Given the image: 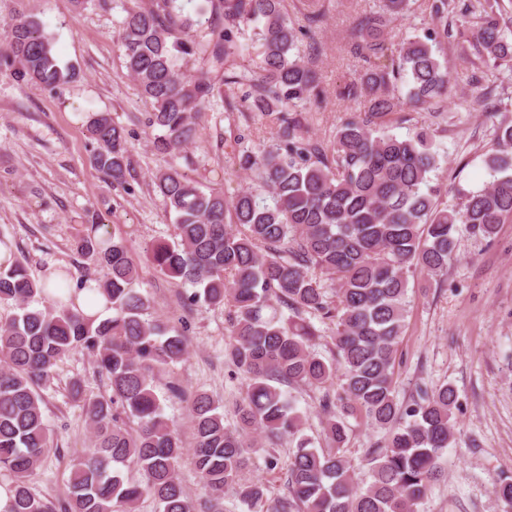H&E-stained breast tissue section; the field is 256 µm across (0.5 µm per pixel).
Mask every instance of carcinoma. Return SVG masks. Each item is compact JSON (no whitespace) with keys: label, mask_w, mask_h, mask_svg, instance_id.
Listing matches in <instances>:
<instances>
[{"label":"carcinoma","mask_w":512,"mask_h":512,"mask_svg":"<svg viewBox=\"0 0 512 512\" xmlns=\"http://www.w3.org/2000/svg\"><path fill=\"white\" fill-rule=\"evenodd\" d=\"M120 29L125 67L154 111L147 127L153 149L172 153L194 141L196 117L218 82L242 86L241 107L274 117V144L243 149L240 169L251 187L228 199L206 192L175 166L154 176L156 192L175 213L174 241L150 248L157 271L185 299L228 309L225 355L246 381L236 406L240 427H224V411L198 392L190 400L195 431L191 463L209 497L224 512L232 493L265 512H419L442 476L439 460L455 441L453 386L421 389L396 399L398 346L408 312L409 277L448 274L460 226L485 240L512 218V124L494 126L495 146L484 157L491 176L461 202H439L433 134L420 127L402 137L380 131L392 112L424 106L439 111L453 97L458 77L433 49L434 33L387 41L409 0H380V10L358 16L353 53L367 67L359 87L367 108L336 127L331 144L315 140L294 108L315 95L316 72L300 54L306 31L283 10V0H197L193 14L178 0H129ZM500 5L476 0L460 11L457 32L491 61L512 69V42L500 26ZM255 49L257 71L236 75L244 53ZM17 80L55 90L75 78L56 61L53 39L41 24L14 18L0 67ZM96 143L92 163L112 183L126 182V130L107 112L88 124ZM77 249L95 262L79 287L96 283L112 316L100 321L61 302L45 304L46 286L15 262L0 267V302L16 313L0 321V471L11 476L0 512H137L144 497L158 512H195L178 478L185 449L163 416L154 371L185 360L186 332L151 314V299L137 289L138 272L124 237L86 233ZM336 283L330 299L324 281ZM285 307V318L278 308ZM335 326V353L314 351L311 319ZM81 350L109 380L108 396H90L81 381L70 396L89 420L93 448L71 465L67 494L49 499L32 491L30 478L52 447L40 390L56 367ZM322 393L323 433L318 448L282 386ZM362 420L383 432L366 455L368 479L344 455L351 428ZM288 435L294 448L286 465L287 495L265 496L244 479L258 437ZM133 462L139 477L123 467ZM504 512H512V477L494 484Z\"/></svg>","instance_id":"obj_1"}]
</instances>
